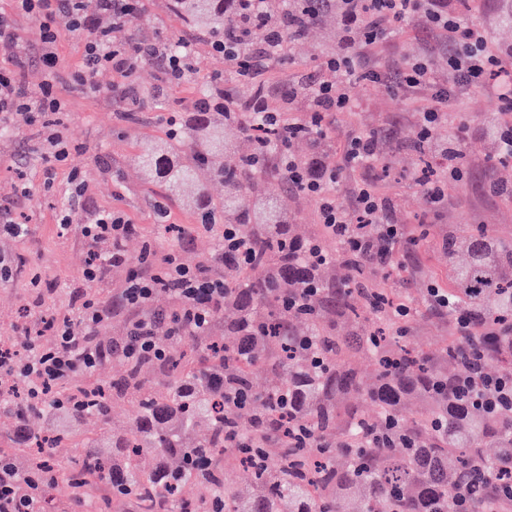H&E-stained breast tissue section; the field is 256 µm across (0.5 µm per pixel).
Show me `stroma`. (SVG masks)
<instances>
[{
	"mask_svg": "<svg viewBox=\"0 0 512 512\" xmlns=\"http://www.w3.org/2000/svg\"><path fill=\"white\" fill-rule=\"evenodd\" d=\"M166 4L167 0H142L140 10L124 22L121 34L147 41L190 40L193 73L181 81H165L158 63L146 62L128 79L108 69L100 71L93 86L87 87L76 79L84 62L82 37L66 34L58 41L54 81L65 104L61 129L72 151L66 163L57 166L52 188L43 185L47 146L36 129L22 119L12 127L0 128V211L29 229L23 238L0 236V256L17 265L13 280L0 285V336L13 335L22 320L21 309L32 304L36 287L46 289L44 305L65 308L67 288L80 280L88 258L80 226L95 211L122 210L136 225V234L125 242L129 255L139 254L145 242L155 239L158 226L152 214L156 196L131 158L160 143L169 128L168 118L187 115L202 87L214 80L223 81L239 102L253 96L256 83L225 72L223 58L209 50L207 33L187 30ZM472 18L486 29L493 43L512 46V0H486ZM341 36L337 11L322 15L305 38L294 44L290 60L270 65L262 74L260 83L269 102L279 104L283 84L317 72V63L335 50ZM350 95L354 110L337 113L330 134L338 146L344 145L353 131L379 136L383 161L391 172L382 179L380 190L393 202L394 220L404 224L411 236L419 224L429 225L426 240L403 252L401 259L409 275L395 288L410 298H425L430 285L445 283L448 254L440 241L449 227L461 233L484 227L501 238H512V198L486 191L489 181L512 182V158L502 159L497 142L484 131L486 121L497 120L499 103L491 91L473 93L453 105L447 120L434 130V141L444 143L459 118H467L473 126L465 145L467 178L451 188L448 205L432 219L424 194L412 181L420 166L409 144L415 122L413 101L403 92L364 80L353 83ZM75 170L86 180L88 190L69 232L63 234L57 214L68 204L70 176ZM22 181L29 186V194L20 193ZM265 186L273 191L278 207L291 217L294 238L305 240L320 234L313 199L284 188L272 177L266 179ZM192 194V188H185L182 199L169 204L168 221L184 231L182 260L197 263L213 251L214 242L200 230L198 216L187 204ZM451 334L448 320L425 311L417 313L409 331L413 346L432 358L441 353Z\"/></svg>",
	"mask_w": 512,
	"mask_h": 512,
	"instance_id": "35a3bbf8",
	"label": "stroma"
}]
</instances>
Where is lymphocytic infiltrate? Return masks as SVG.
Wrapping results in <instances>:
<instances>
[{"mask_svg":"<svg viewBox=\"0 0 512 512\" xmlns=\"http://www.w3.org/2000/svg\"><path fill=\"white\" fill-rule=\"evenodd\" d=\"M141 0H16L18 8L38 20L39 28L32 53H18V29L12 15L0 13V48L12 51L13 66L0 70V127H8L14 116L46 131L49 157L53 164L70 156L67 139L51 129L49 114L63 103L51 82L39 90H30L24 80L26 68L33 62L53 67L56 43L61 34L85 37V63L78 81L92 83L102 69L129 76L146 60L157 61L171 81L185 78L192 70L191 45L173 53L164 40L143 42L134 39L115 41L100 30L101 17H111L114 26H122ZM293 7L279 23L264 29H252L228 21L209 41L212 54L224 60V67L243 72L245 80L260 76L272 62L282 59L292 43L301 40L328 10L331 0H292ZM343 37L335 52L324 57L322 69L335 73L336 82L311 78L289 86L282 106L264 104L261 117L269 126H286L288 135L305 133L313 145L307 166H300L287 146L275 147V168L298 191L317 204L319 223L325 238L295 242L312 264L325 265L334 255L325 244L333 239L346 245L355 260L380 262L392 258L397 245L405 243L401 224L394 221L390 202L378 187L380 141L376 134L357 132L345 144L346 164L360 174L349 189L348 201L340 199L341 171L326 163V119L333 113L351 108L348 91L354 80L383 84L421 96L426 105L419 112L413 144H428L434 129L447 117L456 100L492 86L502 114L498 121V147L502 156L512 157V48L497 50L490 46L485 30L470 17L473 0H340ZM422 22L427 41L443 53L447 74H440L433 57L415 51L405 59L382 64L370 59L371 45L395 37L413 22ZM472 132L469 121H460L452 147L444 148L445 163L436 179L419 180L431 211L448 203V189L464 177L463 145ZM83 237L93 248L82 273L81 288L71 290L65 312L44 318L33 311L18 328L15 345L0 350V380H18L22 391L14 400L18 419H25L34 403L52 392L75 384L91 375L112 353L111 345L99 338L101 329L112 319L115 307L133 309L126 324L124 355L165 358L168 351L158 339V318L148 307L156 295H172L176 306L167 314L171 336H196L212 329L216 315L224 309V294L232 287L224 277L225 262L236 268H252L254 252L240 234L237 225L217 227L219 246L212 261L187 264L177 251L152 252L139 264H132L123 243L135 234L136 227L114 210L98 211L92 221L81 227ZM114 268L128 269L116 300L107 302L92 293L93 285L104 280ZM48 332L51 347H42L37 337Z\"/></svg>","mask_w":512,"mask_h":512,"instance_id":"lymphocytic-infiltrate-1","label":"lymphocytic infiltrate"}]
</instances>
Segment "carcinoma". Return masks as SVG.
Instances as JSON below:
<instances>
[{
    "label": "carcinoma",
    "mask_w": 512,
    "mask_h": 512,
    "mask_svg": "<svg viewBox=\"0 0 512 512\" xmlns=\"http://www.w3.org/2000/svg\"><path fill=\"white\" fill-rule=\"evenodd\" d=\"M169 10L200 30L224 29L238 11L235 0H169ZM229 117L209 111L192 124L170 132L164 146L133 157L147 181L174 199L195 186L189 200L206 224H237L242 213L253 216L270 199L256 189L234 202L215 201L198 183L205 167L218 180L238 184L262 174L267 144L279 133L254 135L257 118H234L252 142L236 163L225 160L224 126ZM162 233L150 250H169L179 237L155 214ZM286 215L276 224H253L246 234L259 260L253 270L231 271L250 287L232 289L224 307L237 318L224 323V336H204L192 352L171 341L163 363L130 360L120 354L124 371L112 381H89L44 402L51 426L26 430L19 450L9 459L20 475V489L42 486V512H69L76 494L92 480L107 482L116 497L136 502L139 512H455L456 492L467 489L471 512H512L502 487L512 480V402L508 395L486 391L493 405L484 407L471 394L472 379L490 365L512 374V240L477 228L465 239L469 260L454 262L459 235L448 229V293L474 315L468 332L455 329L442 350V364L410 347L400 332L390 303H419L386 288H368L350 270L344 283L327 296L310 300L295 292L310 276L305 258L288 253ZM296 299L290 312L280 298ZM332 314L349 326L342 335L325 325ZM256 321L257 335L236 342L243 319ZM308 329L299 332L295 324ZM279 341V351L268 348ZM369 357L377 368L365 382L351 362ZM262 362L282 381L255 391L253 369ZM363 397L376 415L347 403ZM415 398L414 413L406 402ZM132 399L137 411L131 426L90 438L75 454L61 455L84 415L107 419L112 401ZM263 418L278 426L277 455L265 448L256 429ZM204 424L208 435L194 437ZM341 431L336 445L325 441ZM497 449L493 457L485 449ZM155 466L145 472L143 456ZM239 462L248 474L244 488L224 485L222 459Z\"/></svg>",
    "instance_id": "cac0c4a2"
}]
</instances>
